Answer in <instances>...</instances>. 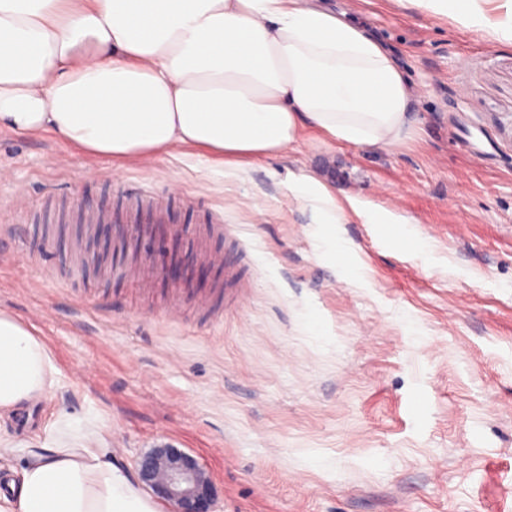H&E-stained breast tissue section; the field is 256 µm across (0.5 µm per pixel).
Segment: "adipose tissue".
Wrapping results in <instances>:
<instances>
[{
  "mask_svg": "<svg viewBox=\"0 0 512 512\" xmlns=\"http://www.w3.org/2000/svg\"><path fill=\"white\" fill-rule=\"evenodd\" d=\"M512 44L483 0H407ZM414 89L392 51L322 0H0V128L50 131L87 151L144 158L193 146L228 160L275 158L307 129L356 146L410 138ZM296 198L330 227L405 220L338 197L311 174ZM54 383L50 357L0 315V412ZM0 512H158L89 445L40 447L0 492Z\"/></svg>",
  "mask_w": 512,
  "mask_h": 512,
  "instance_id": "ef3b65f1",
  "label": "adipose tissue"
}]
</instances>
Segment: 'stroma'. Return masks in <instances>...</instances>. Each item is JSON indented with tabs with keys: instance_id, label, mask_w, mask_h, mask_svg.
Wrapping results in <instances>:
<instances>
[{
	"instance_id": "stroma-1",
	"label": "stroma",
	"mask_w": 512,
	"mask_h": 512,
	"mask_svg": "<svg viewBox=\"0 0 512 512\" xmlns=\"http://www.w3.org/2000/svg\"><path fill=\"white\" fill-rule=\"evenodd\" d=\"M339 4L414 86L404 146L308 130L278 158L218 166L189 146L144 168L0 128V314L54 367L34 423L1 414V435L102 430L130 474L178 448L220 512H512V44L396 0ZM302 173L411 218L427 247L354 219L333 232L339 265L288 189ZM162 250L179 281L157 274ZM215 251L238 280L211 267L197 287Z\"/></svg>"
}]
</instances>
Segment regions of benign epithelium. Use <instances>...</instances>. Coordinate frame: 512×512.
Masks as SVG:
<instances>
[{"mask_svg": "<svg viewBox=\"0 0 512 512\" xmlns=\"http://www.w3.org/2000/svg\"><path fill=\"white\" fill-rule=\"evenodd\" d=\"M138 480L174 512H218L217 495L197 460L175 448H155L136 462Z\"/></svg>", "mask_w": 512, "mask_h": 512, "instance_id": "benign-epithelium-1", "label": "benign epithelium"}]
</instances>
